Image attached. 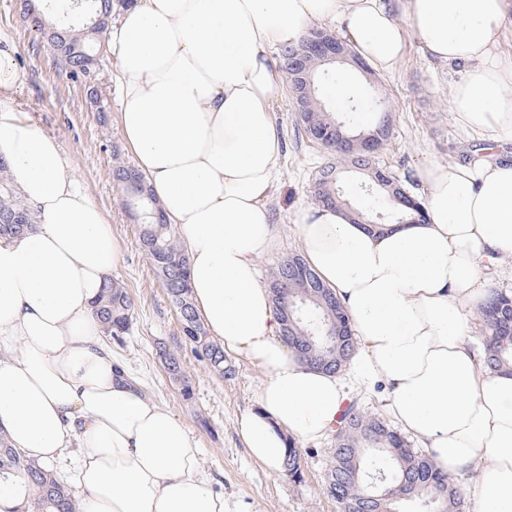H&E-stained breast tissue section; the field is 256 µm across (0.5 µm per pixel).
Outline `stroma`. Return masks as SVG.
Here are the masks:
<instances>
[{
    "instance_id": "35a3bbf8",
    "label": "stroma",
    "mask_w": 512,
    "mask_h": 512,
    "mask_svg": "<svg viewBox=\"0 0 512 512\" xmlns=\"http://www.w3.org/2000/svg\"><path fill=\"white\" fill-rule=\"evenodd\" d=\"M4 43L14 47V65L25 78L0 95V102L25 113L56 139L71 173L104 211L120 242L122 261L112 277L127 288L135 309L129 334L123 342L112 345L114 358L189 428L201 450L203 467L230 504L243 506L245 512H336L335 503L322 492L331 439L301 444L302 482L266 470L251 458L236 431L238 418L255 406L264 372L245 358L231 355L227 361L235 373L220 377L182 339L179 317L139 247L136 223L124 203L125 195L110 179L115 163L135 162L118 124L115 57L105 54L100 63L98 78L105 110L99 113L86 98L84 80L64 69L30 20L23 17L17 0H0V44ZM457 77L456 70L432 63L413 38L394 71L351 74L353 97L384 99L393 125L377 159L402 180L411 194L419 192L415 171L421 162L463 161L475 151L474 143L454 124L448 110L449 88ZM275 118L276 131L286 145L281 181L271 204L281 245L257 261L264 280L280 259L301 251L302 243L290 216L298 208L312 205L313 179L332 160L326 149L298 138L290 93H283L276 104ZM161 343L180 351L193 385L192 401H184L158 358L156 348Z\"/></svg>"
}]
</instances>
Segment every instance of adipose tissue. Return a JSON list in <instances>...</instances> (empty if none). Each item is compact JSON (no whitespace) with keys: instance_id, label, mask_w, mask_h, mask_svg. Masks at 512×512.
<instances>
[{"instance_id":"adipose-tissue-1","label":"adipose tissue","mask_w":512,"mask_h":512,"mask_svg":"<svg viewBox=\"0 0 512 512\" xmlns=\"http://www.w3.org/2000/svg\"><path fill=\"white\" fill-rule=\"evenodd\" d=\"M325 21L395 70L408 38L461 65L448 110L466 137L512 142V0H130L112 23L119 125L190 257L196 310L226 353L266 379L238 434L283 469L289 442L328 437L353 391L380 390L436 467L470 479L472 512H512V373H487L472 314L512 257V154L422 163L424 222L368 232L345 210L290 218L303 256L348 312L361 347L345 375L303 364L256 261L278 246L271 202L284 147L271 48ZM0 158L39 222L0 238V434L73 471L81 512H231L190 430L112 359L92 303L121 260L103 211L55 138L0 104Z\"/></svg>"}]
</instances>
